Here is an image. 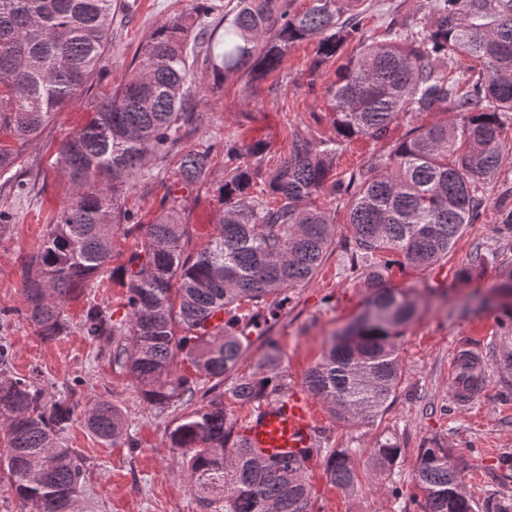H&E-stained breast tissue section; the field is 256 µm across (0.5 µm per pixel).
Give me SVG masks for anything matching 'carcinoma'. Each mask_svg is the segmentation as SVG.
Here are the masks:
<instances>
[{
  "label": "carcinoma",
  "mask_w": 512,
  "mask_h": 512,
  "mask_svg": "<svg viewBox=\"0 0 512 512\" xmlns=\"http://www.w3.org/2000/svg\"><path fill=\"white\" fill-rule=\"evenodd\" d=\"M359 0H312L298 14L284 0H236L212 28L190 36L181 16L147 37L131 77L94 106L85 125L62 143L57 163L71 193L38 250L21 264L26 320L41 338L69 329L64 306L114 275L126 288V319L98 304L81 328L108 346L112 370L130 377L143 401L163 413L181 408L167 429L200 505L207 512H312L305 464L270 461L243 442L226 402L256 411L290 391L279 348L268 344L250 372H238L251 334L266 336L286 293L311 281L330 248L335 225L315 202L347 196L355 255L372 262L363 312L334 335L306 374L308 392L338 423H373L401 382L397 339L414 319L417 299L385 280L393 260L429 268L448 255L483 210V190L512 158L502 139L512 119V0H427L431 17L405 32L367 37ZM118 0H0V183L15 180L24 147L54 116L77 104L101 66ZM318 40L313 68L344 43L357 54L327 89L336 136L297 135L290 156L263 179L265 145L224 140V183L218 189L217 233L188 250L189 225L170 207L139 224L122 197L150 158L175 159L185 187L203 185L211 148L180 150L192 123L202 62L214 79L241 75L257 82L276 70L297 43ZM473 61L452 72L453 60ZM434 112L450 117L426 121ZM402 116L419 120L405 137L346 179L330 180L332 160L353 139H381ZM265 180L275 206L253 191ZM133 239L117 267L116 234ZM496 364L512 375V336L499 338ZM10 345L0 343V480L27 512H99L86 493L87 469L65 445L77 406L46 396L32 378L10 371ZM195 375L176 373L177 359ZM84 424L100 440L137 447L121 410L97 399ZM319 430L312 453L325 460L336 487L352 491L358 475L349 448H324ZM400 454L396 431L382 432L367 456L376 471ZM414 479L424 512H475L463 491L452 449L434 440L421 449ZM483 512H512V498L482 490Z\"/></svg>",
  "instance_id": "1"
}]
</instances>
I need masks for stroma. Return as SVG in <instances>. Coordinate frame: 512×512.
<instances>
[{
    "label": "stroma",
    "instance_id": "obj_1",
    "mask_svg": "<svg viewBox=\"0 0 512 512\" xmlns=\"http://www.w3.org/2000/svg\"><path fill=\"white\" fill-rule=\"evenodd\" d=\"M114 16L112 42L101 69L95 73L80 104L59 112L38 141L24 150L16 170L26 184L24 192L0 190V210L9 215L10 228L0 236V339L13 349V370L34 375L46 395H65L74 388L80 406L95 399L111 400L122 411L136 447H115L102 442L82 424L67 434L69 447L84 458L90 470L89 489L102 512H204L190 484L168 449L166 431L176 416L158 413L140 400L131 381L113 372L100 354L99 344L88 341L80 329L88 302L107 307L114 320L126 315L123 290L118 285L89 288L70 300L65 313L68 334L41 339L23 315L20 260L35 252L41 237L69 194L57 158L63 140L84 124L94 105L127 78L130 64L145 37L162 21L184 17L198 28L197 7H205L210 22H217L233 0H123ZM363 30L381 39L390 25H401L425 11L424 0H362ZM355 51L345 44L338 57L313 69L316 44L305 41L291 49L280 67L254 84L234 76L218 83L199 118L188 128L181 148L211 147L212 169L206 185L193 188L177 183L171 166L151 159L139 183L124 196L126 208L150 223L162 211L165 198L176 197L192 233L190 247L198 249L216 233L217 189L224 181V140L263 142V166L275 169L289 155L295 135L316 139L334 136L328 87L336 70ZM408 129L398 120L387 138H360L336 156L333 169L342 178L361 169L373 154L385 151ZM336 221V235L317 273L308 284L295 288L271 331L283 356L292 392L306 394L305 376L324 354L331 336L359 315L367 300L363 285L368 262L352 261L346 199L322 196ZM512 213V163L505 164L485 191L483 214L467 225L455 246L439 264L426 269L396 267L389 273L392 286L412 290L419 299L418 315L398 340L402 380L381 420L372 424L343 425L324 405H317L319 425L331 448H353L359 466L355 490L332 485L323 459L308 465L305 478L311 487L313 512H422L414 485L421 448L437 439L452 448L467 493L494 488L512 496V479H504L499 462L512 457V387L504 385L495 363L499 336L512 320L493 286L503 268L512 269V234L494 231ZM496 253L494 263L475 269L471 283L459 280L476 245ZM463 347L483 351L488 367L485 383L469 406L452 405L451 364ZM394 429L401 446L392 474H378L365 464L368 448L382 429Z\"/></svg>",
    "mask_w": 512,
    "mask_h": 512
}]
</instances>
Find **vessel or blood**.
<instances>
[{"instance_id":"1","label":"vessel or blood","mask_w":512,"mask_h":512,"mask_svg":"<svg viewBox=\"0 0 512 512\" xmlns=\"http://www.w3.org/2000/svg\"><path fill=\"white\" fill-rule=\"evenodd\" d=\"M317 416L307 399L292 393L262 408L245 431L247 447L268 457L304 459L312 444Z\"/></svg>"}]
</instances>
